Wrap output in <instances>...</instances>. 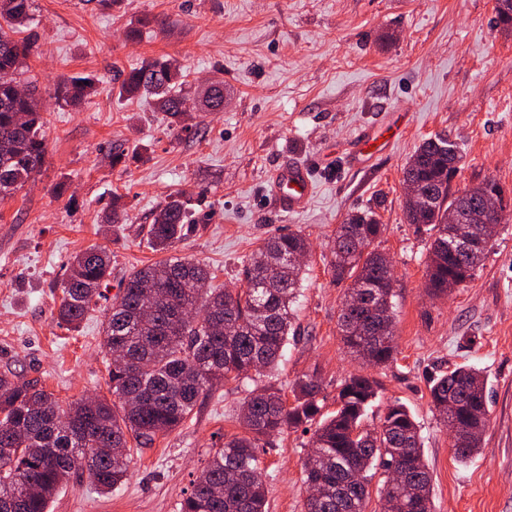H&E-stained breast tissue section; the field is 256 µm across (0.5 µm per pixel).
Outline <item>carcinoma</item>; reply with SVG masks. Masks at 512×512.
Instances as JSON below:
<instances>
[{
    "label": "carcinoma",
    "mask_w": 512,
    "mask_h": 512,
    "mask_svg": "<svg viewBox=\"0 0 512 512\" xmlns=\"http://www.w3.org/2000/svg\"><path fill=\"white\" fill-rule=\"evenodd\" d=\"M32 0H0V198L13 196L45 163L44 118L31 83L23 79L31 46L14 38L31 19ZM496 19L512 33V0H496ZM94 74L73 77L56 98L75 104L96 91ZM25 87L27 96L19 95ZM128 95L152 99L177 118L186 112L180 69L158 57L144 60L122 82ZM205 110L224 109V82L212 85ZM461 155L444 136L423 141L403 168L405 218L428 234L427 288L450 292L471 279L485 258L488 242L462 249L452 245L457 224H498L485 211L484 192L504 193L495 181L459 196L450 194ZM187 202L173 197L156 214L147 235L154 251L169 252L184 235ZM384 230L373 212H356L337 225L331 266L347 283L337 326L347 352L373 366L393 359L394 274L386 255L371 248ZM298 233L263 240L246 259L244 287L231 292L213 284L207 266L185 258H162L128 274L103 326V347L119 356L108 363L110 397L94 396L60 404L54 393L17 375L0 372V512H48L59 489L75 474H86L109 492L127 479L132 463L129 439L145 445L179 427L201 397L225 380L273 370L288 344L304 278L293 258L308 252ZM111 274L109 252L91 246L75 255L57 308L58 323L75 329ZM153 310L144 314L145 293ZM379 383L350 376L336 398V410L322 412L321 386L313 375L291 386L292 402L272 385L255 387L245 399V434L233 436L210 455L192 482L181 512H267L258 450L284 429L316 425V455L304 462V483L318 490L306 498L305 512H366L369 483L383 476L384 500L397 512H434L431 475L424 461L418 425L405 404L386 405L380 424L365 420ZM431 405L445 427L461 438L454 454L477 455L487 426L486 378L469 365L441 371L429 380ZM87 448L107 452L87 469L76 466ZM396 470L395 483L390 471Z\"/></svg>",
    "instance_id": "1"
}]
</instances>
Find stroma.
<instances>
[{"mask_svg": "<svg viewBox=\"0 0 512 512\" xmlns=\"http://www.w3.org/2000/svg\"><path fill=\"white\" fill-rule=\"evenodd\" d=\"M139 38L127 39L130 28ZM21 35L46 120V162L14 197L0 200V371L34 381L62 402L108 392L103 323L122 280L157 260L149 224L171 195L190 204L177 256L208 264L239 287L264 238L299 232L311 243L293 338L277 369L227 381L176 429L134 450L128 480L103 495L73 476L49 512H180L191 482L227 436L255 385L289 390L316 374L325 411L349 375L379 383L421 430L435 512H512V205L483 264L445 296L426 288L428 239L404 218L403 167L425 139L445 135L462 155L458 193L486 180L512 191V36L495 0H34ZM186 73L182 119L120 91V77L149 57ZM102 81L80 105L54 97L64 79ZM224 83V108L199 105ZM386 144L365 160L360 135ZM128 165H113L118 152ZM307 169L313 193L288 213L275 172ZM126 211L107 223L114 197ZM374 211V246L396 280L393 361L369 366L346 352L337 320L345 286L332 274L333 238L348 213ZM106 247L112 274L78 330L56 310L70 260ZM487 378L489 423L470 462L454 457L432 410L431 375L457 364ZM312 432L287 429L261 452L268 512H303V463Z\"/></svg>", "mask_w": 512, "mask_h": 512, "instance_id": "1", "label": "stroma"}]
</instances>
